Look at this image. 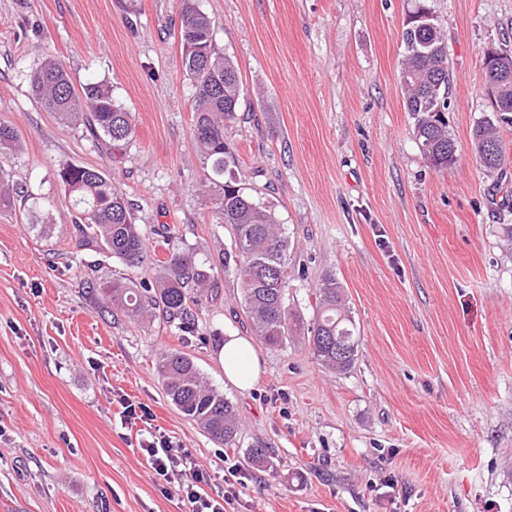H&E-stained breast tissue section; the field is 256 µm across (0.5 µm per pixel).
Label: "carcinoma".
<instances>
[{
  "label": "carcinoma",
  "mask_w": 512,
  "mask_h": 512,
  "mask_svg": "<svg viewBox=\"0 0 512 512\" xmlns=\"http://www.w3.org/2000/svg\"><path fill=\"white\" fill-rule=\"evenodd\" d=\"M412 11L432 16L422 25L405 20L400 84L404 103L414 120L415 143L426 162L448 170L456 162L457 147L448 129L450 75L447 44L428 0H414ZM179 40L181 66L193 88L191 132L207 174L199 194L208 200L220 223L231 227L233 248L215 263L200 259L191 248L175 249L163 260L150 261V250L137 217L108 174L95 167L64 163L58 176L65 196L75 210L74 228L84 242H94L128 270H154L151 278L134 284L121 273L103 288L104 303L129 317L151 322L161 317L183 336L196 332V310L202 293L215 285L217 266L233 269L240 280L242 310L252 331L271 347L288 337L306 332L308 344L322 365L345 372L354 364L359 338L343 304L341 286L332 274L318 287V303L312 324L288 312V239L272 206L246 191L236 180L238 158L228 130L237 119L242 83L234 62L218 52L213 42L210 17L195 0H183ZM500 67L508 75L499 88L500 111L473 128V149L484 169H501L504 159L500 128L512 126V53ZM33 95L47 112L67 123L86 121L104 137L126 141L135 134L132 113L117 102L112 89L89 82L76 92L63 66L47 58L29 75ZM21 136L10 123L0 120V153L20 147ZM25 204L24 191L9 184L0 169V207L15 201ZM27 223L46 229L49 212L31 206ZM156 371L166 395L184 416L197 422L213 439L231 448L238 433L234 405L214 389L194 362L179 351L159 357Z\"/></svg>",
  "instance_id": "cac0c4a2"
}]
</instances>
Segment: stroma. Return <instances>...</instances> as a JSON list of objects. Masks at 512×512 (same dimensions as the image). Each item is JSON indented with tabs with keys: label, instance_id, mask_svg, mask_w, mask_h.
<instances>
[{
	"label": "stroma",
	"instance_id": "1",
	"mask_svg": "<svg viewBox=\"0 0 512 512\" xmlns=\"http://www.w3.org/2000/svg\"><path fill=\"white\" fill-rule=\"evenodd\" d=\"M243 85L230 131L238 180L275 209L289 243L288 308L316 312L325 274L342 286L360 338L352 368L317 362L304 337L254 347L262 373L224 379V334L253 332L233 271L216 269L195 336L134 322L99 301L119 261L82 242L60 163L103 169L155 258L171 247L217 258L230 226L196 193L205 170L181 68V0H0V119L23 146L0 168L47 231L0 208V512H186L140 449L163 433L228 512H512V127L503 177L471 134L488 116L483 49L512 45V0H430L448 46L449 129L458 161L428 167L399 85L410 0H196ZM58 57L73 85L100 81L136 119L112 144L64 123L29 73ZM177 350L235 407V448L212 441L155 373ZM146 406L129 420L125 402ZM267 464L247 459L256 442Z\"/></svg>",
	"mask_w": 512,
	"mask_h": 512
}]
</instances>
